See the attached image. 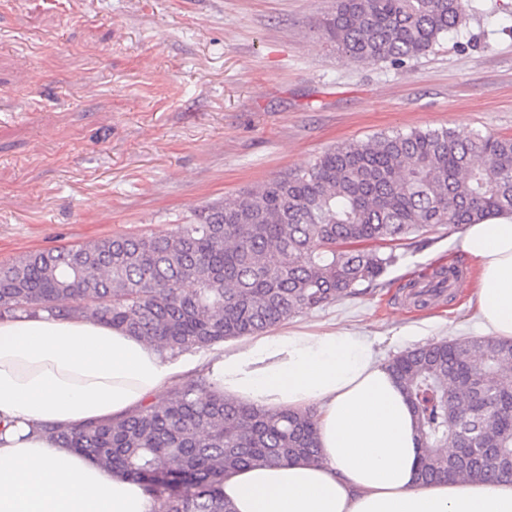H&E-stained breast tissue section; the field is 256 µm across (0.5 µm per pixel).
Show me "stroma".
Returning <instances> with one entry per match:
<instances>
[{
  "label": "stroma",
  "instance_id": "stroma-1",
  "mask_svg": "<svg viewBox=\"0 0 512 512\" xmlns=\"http://www.w3.org/2000/svg\"><path fill=\"white\" fill-rule=\"evenodd\" d=\"M334 0H0V264L160 232L330 147L447 127L512 137V0H468L457 31L401 65L341 55ZM457 233L400 252L363 294L290 318L376 339L383 359L481 337ZM464 271L420 308L401 287Z\"/></svg>",
  "mask_w": 512,
  "mask_h": 512
}]
</instances>
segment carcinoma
Instances as JSON below:
<instances>
[{"instance_id":"carcinoma-1","label":"carcinoma","mask_w":512,"mask_h":512,"mask_svg":"<svg viewBox=\"0 0 512 512\" xmlns=\"http://www.w3.org/2000/svg\"><path fill=\"white\" fill-rule=\"evenodd\" d=\"M467 0H334L319 28L356 61L402 64L461 24ZM512 214V138L448 128L343 142L164 233L115 235L0 266V316L81 317L176 355L355 296L424 234ZM389 366L413 409L420 480L512 481V340L429 344ZM43 430L141 484L160 512H234L224 474L315 460L316 410L268 411L204 375L107 421ZM455 452L446 454L443 449Z\"/></svg>"}]
</instances>
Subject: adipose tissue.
<instances>
[{
    "instance_id": "obj_1",
    "label": "adipose tissue",
    "mask_w": 512,
    "mask_h": 512,
    "mask_svg": "<svg viewBox=\"0 0 512 512\" xmlns=\"http://www.w3.org/2000/svg\"><path fill=\"white\" fill-rule=\"evenodd\" d=\"M483 332L512 339V215L464 226ZM202 370L226 398L318 411L320 459L224 476L234 512H512V482L420 485L415 417L362 333L266 331L211 350L161 355L125 331L46 312L0 319V512H158L136 482L45 434L165 400Z\"/></svg>"
}]
</instances>
